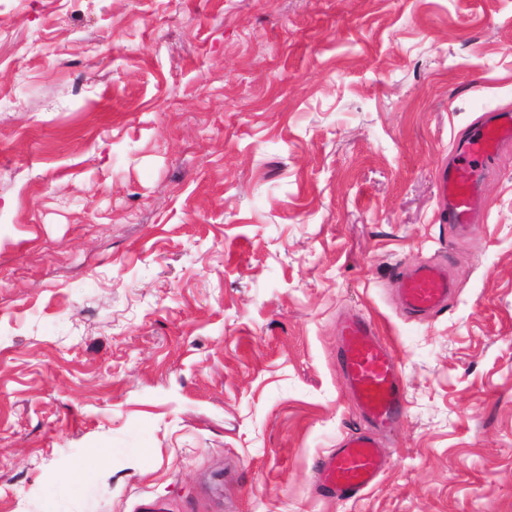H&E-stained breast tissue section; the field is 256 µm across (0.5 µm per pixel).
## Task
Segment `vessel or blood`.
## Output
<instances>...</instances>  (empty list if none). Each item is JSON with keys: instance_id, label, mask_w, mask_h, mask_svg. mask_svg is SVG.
Here are the masks:
<instances>
[{"instance_id": "1", "label": "vessel or blood", "mask_w": 512, "mask_h": 512, "mask_svg": "<svg viewBox=\"0 0 512 512\" xmlns=\"http://www.w3.org/2000/svg\"><path fill=\"white\" fill-rule=\"evenodd\" d=\"M512 142V115L493 112L459 147L452 167L439 173V221L465 227L477 219V199L485 169L498 150ZM407 313L428 316L448 301V279L440 267L419 265L397 274ZM341 367L346 384L368 431L349 436L318 466V487L329 497L356 500L376 483L386 462L375 450L376 431L392 430L406 407V387L391 348L373 324L363 318L347 320L338 333Z\"/></svg>"}]
</instances>
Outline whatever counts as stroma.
<instances>
[{"mask_svg": "<svg viewBox=\"0 0 512 512\" xmlns=\"http://www.w3.org/2000/svg\"><path fill=\"white\" fill-rule=\"evenodd\" d=\"M495 110L512 0H0V512H512V147L437 220ZM349 316L407 409L347 502ZM512 142V115L492 112L459 146L455 164L439 173V222L464 229L477 219V199L485 169L498 150ZM399 291L407 313L429 316L448 301V279L436 265H419L397 272ZM374 434L359 432L341 441L318 466V487L329 497L357 500L376 483L386 468Z\"/></svg>", "mask_w": 512, "mask_h": 512, "instance_id": "obj_1", "label": "stroma"}]
</instances>
